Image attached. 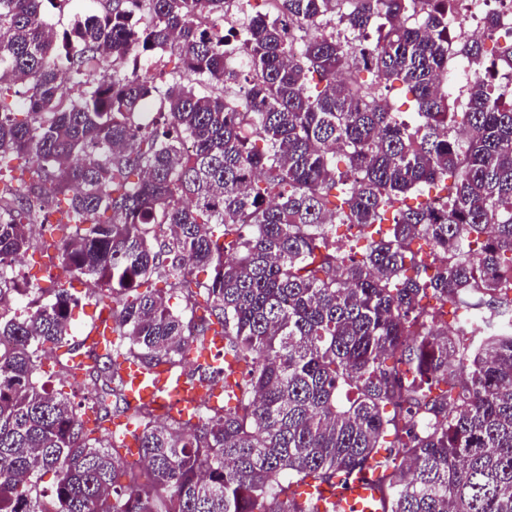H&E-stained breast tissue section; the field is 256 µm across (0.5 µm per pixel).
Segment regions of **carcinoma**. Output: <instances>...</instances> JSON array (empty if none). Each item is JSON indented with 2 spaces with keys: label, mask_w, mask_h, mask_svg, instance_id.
<instances>
[{
  "label": "carcinoma",
  "mask_w": 512,
  "mask_h": 512,
  "mask_svg": "<svg viewBox=\"0 0 512 512\" xmlns=\"http://www.w3.org/2000/svg\"><path fill=\"white\" fill-rule=\"evenodd\" d=\"M44 2L0 0V512H316L292 485L366 469L381 512H512V43L463 45L461 103L457 0H284L235 31L230 0H100L61 33ZM158 50L182 66L146 81ZM60 196L52 222L36 202ZM53 243L63 275L9 314L14 261ZM82 277L118 340L85 366L96 430L39 381L49 350L72 378ZM201 293L209 318L187 317ZM428 296L465 310L454 337ZM217 327L245 368H186ZM120 357L222 379L224 404L132 411ZM121 416L148 485L105 426ZM127 445L129 446L128 448L133 449L130 450L128 454L124 450H122L121 453L125 459L128 470L137 475L139 483H147V469L142 461L139 448H137L138 443L131 435L128 436Z\"/></svg>",
  "instance_id": "obj_1"
}]
</instances>
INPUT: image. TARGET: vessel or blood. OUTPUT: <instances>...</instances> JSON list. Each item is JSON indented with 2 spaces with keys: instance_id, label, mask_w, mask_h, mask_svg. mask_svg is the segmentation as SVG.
Wrapping results in <instances>:
<instances>
[{
  "instance_id": "obj_1",
  "label": "vessel or blood",
  "mask_w": 512,
  "mask_h": 512,
  "mask_svg": "<svg viewBox=\"0 0 512 512\" xmlns=\"http://www.w3.org/2000/svg\"><path fill=\"white\" fill-rule=\"evenodd\" d=\"M112 318L109 309H102L95 319L85 343L97 351L111 345ZM126 398L130 407L141 404L156 406L161 412L188 414L202 401L218 402L224 395L223 381L172 380L169 371L160 367L145 371L140 365L126 361L122 364ZM315 497L316 512H380V492L376 477L363 471L352 481L319 484L306 489Z\"/></svg>"
}]
</instances>
